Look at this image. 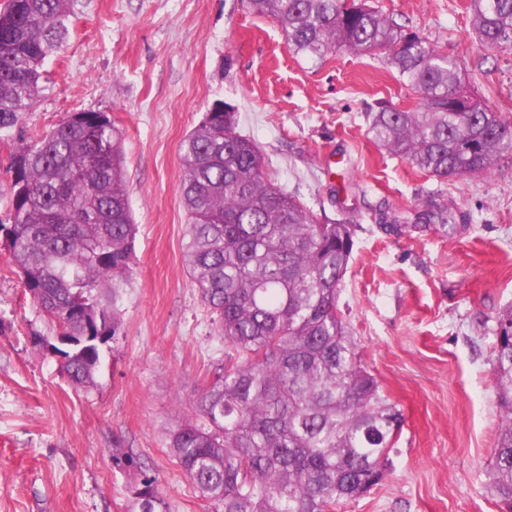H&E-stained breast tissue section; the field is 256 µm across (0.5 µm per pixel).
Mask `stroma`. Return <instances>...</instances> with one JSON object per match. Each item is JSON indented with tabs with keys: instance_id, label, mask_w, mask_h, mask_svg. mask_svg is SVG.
Here are the masks:
<instances>
[{
	"instance_id": "35a3bbf8",
	"label": "stroma",
	"mask_w": 512,
	"mask_h": 512,
	"mask_svg": "<svg viewBox=\"0 0 512 512\" xmlns=\"http://www.w3.org/2000/svg\"><path fill=\"white\" fill-rule=\"evenodd\" d=\"M370 3L456 58L468 91L512 123V50L481 44L468 0ZM42 70L40 98L0 140V217L15 142L95 111L125 133L138 232L121 331L87 389L35 346L53 326L0 247V512H129L143 476L169 512H207L167 433L176 414H195L224 358L184 263L179 194V146L218 102L235 106L275 184L355 227L338 307L403 422L382 484L340 512H502L488 484L494 330L512 307V158L449 182L418 171L368 132V113L418 102L386 55L294 53L243 0H75L69 36ZM436 191L469 214L466 230L380 228L377 205L408 217ZM117 445L136 467L114 459Z\"/></svg>"
}]
</instances>
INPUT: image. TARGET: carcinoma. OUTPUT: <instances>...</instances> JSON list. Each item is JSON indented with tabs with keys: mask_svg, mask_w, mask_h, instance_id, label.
Returning <instances> with one entry per match:
<instances>
[{
	"mask_svg": "<svg viewBox=\"0 0 512 512\" xmlns=\"http://www.w3.org/2000/svg\"><path fill=\"white\" fill-rule=\"evenodd\" d=\"M73 0H6L0 10V139L37 101L41 67L68 35ZM276 21L296 52L384 50L419 94L413 109L368 116L373 139L412 167L449 181L512 156V123L481 101L458 112L459 66L364 0H247ZM473 28L512 49V0H470ZM214 104L180 144L188 215L184 260L224 339V365L176 418L168 448L209 512H336L384 478L402 413L361 359L337 306L354 225L319 221L264 171L237 113ZM125 133L102 112H72L11 156L12 204L0 221L26 294L68 344H51L61 370L89 388L102 347L119 334L114 311L134 256ZM382 211L396 235L437 224L452 237L470 223L431 195L413 217ZM492 378L501 421L493 489L512 512V309L498 316ZM138 512H158L155 480L133 490Z\"/></svg>",
	"mask_w": 512,
	"mask_h": 512,
	"instance_id": "cac0c4a2",
	"label": "carcinoma"
}]
</instances>
